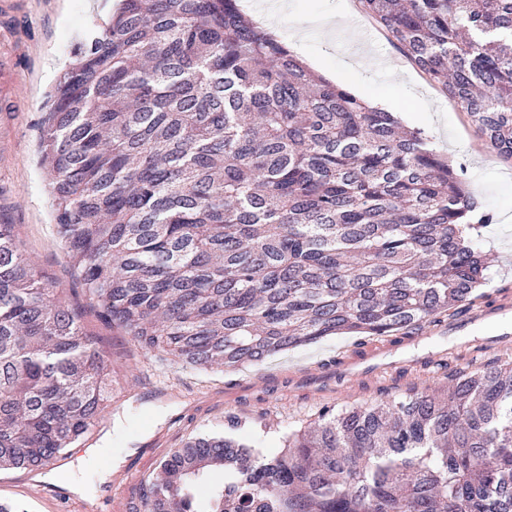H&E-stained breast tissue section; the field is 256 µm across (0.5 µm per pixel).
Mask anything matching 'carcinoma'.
Wrapping results in <instances>:
<instances>
[{"instance_id":"cac0c4a2","label":"carcinoma","mask_w":512,"mask_h":512,"mask_svg":"<svg viewBox=\"0 0 512 512\" xmlns=\"http://www.w3.org/2000/svg\"><path fill=\"white\" fill-rule=\"evenodd\" d=\"M512 163V0H357ZM42 162L104 323L193 369L463 313L492 217L419 129L304 66L239 0H120L45 104ZM109 365L0 224V468L104 417ZM160 464L146 512H512V365L324 407L264 448L234 418ZM238 448L244 463L226 464ZM215 469L224 483L210 480Z\"/></svg>"}]
</instances>
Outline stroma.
<instances>
[{
    "instance_id": "1",
    "label": "stroma",
    "mask_w": 512,
    "mask_h": 512,
    "mask_svg": "<svg viewBox=\"0 0 512 512\" xmlns=\"http://www.w3.org/2000/svg\"><path fill=\"white\" fill-rule=\"evenodd\" d=\"M335 0H293L278 35L297 46L301 55L318 61L322 70L338 73L339 85L362 98H387L408 111L407 126L422 129L434 148L460 168L471 195L494 221L482 229L477 244L488 265L481 290L482 306L494 310L512 306V164L499 159L480 137L476 126L457 105L423 79L391 40L370 20L359 30L336 26L325 31L317 15ZM114 0H17L8 22L6 44L19 51L17 78L35 103L21 110L19 102L0 99V205L14 226L17 245L27 260L53 277L63 298L83 312V325L110 363L111 396L104 420L89 427L84 438L67 448L66 464L51 471L0 469V502L14 503L16 512H141L142 483L174 448L192 437L223 430L232 416L249 428L267 427L268 441L278 445L282 430L314 421L321 401L302 388H290V377L303 368L332 362L336 355L356 348L354 336H330L268 359L263 371L271 376L277 400L241 388L252 367L240 369H183L157 361L129 336L102 322L90 306L57 234L53 200L45 169L40 164L43 105L48 90L71 62L79 43L107 20ZM487 321L460 330L446 339L450 368L473 370L496 359L494 350L479 354L481 337L494 334ZM443 374L403 364L391 373L368 378L349 406H368L393 400L407 387L439 393ZM239 385L236 404H225L229 386ZM180 430L167 446L149 447L150 438L169 431L172 419ZM110 446L122 456L125 483L99 482L110 458L88 462L95 448Z\"/></svg>"
}]
</instances>
